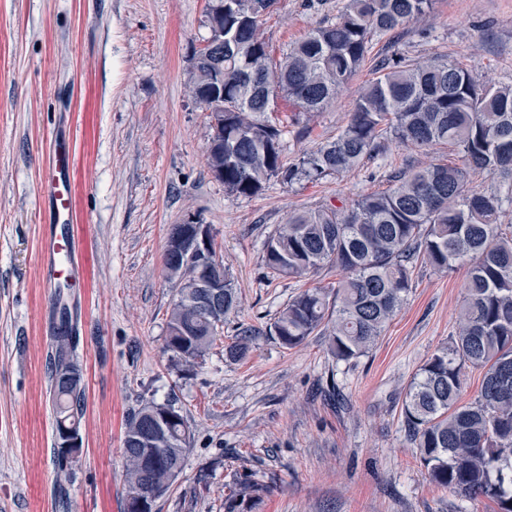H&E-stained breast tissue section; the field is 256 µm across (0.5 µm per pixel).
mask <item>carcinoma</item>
<instances>
[{"label":"carcinoma","mask_w":512,"mask_h":512,"mask_svg":"<svg viewBox=\"0 0 512 512\" xmlns=\"http://www.w3.org/2000/svg\"><path fill=\"white\" fill-rule=\"evenodd\" d=\"M208 0L207 24L224 27V42L192 56L190 91L216 121L207 150L210 171L224 168L225 191L252 197L276 179L317 181L346 172L379 153L391 136L418 148H448L458 162H438L396 176L382 192L362 195L351 208L321 206L292 213L265 241V266L288 277L330 265L345 272L332 288L308 289L280 310L271 335L284 348L312 335L329 337L336 360L368 354L401 309L421 259L446 272L469 265L455 336L411 381L402 414L408 437L429 479L466 500L488 498L512 512V225L498 223L500 192L465 194L468 177L487 173L512 192V83L482 84L459 62L381 61L363 86L346 126L315 149L288 161L284 131L272 123L275 99L302 115L322 112L365 65L374 37L395 33L429 15L436 0H345L336 21L312 29L271 62L260 27L276 0ZM224 63V86L201 75ZM224 276V315L238 306L230 273ZM167 325L166 345L193 366L205 358L224 320L213 322L193 303L196 267L183 262ZM51 371L55 427L81 425L85 396L74 357L76 337L55 332ZM70 373L63 381L60 371ZM482 371L477 396L461 402L466 373ZM168 409L167 437L153 453L137 439L153 429V414ZM190 437L175 404L149 401L128 416L122 440L128 494L161 497L181 473ZM263 491L241 486L224 512Z\"/></svg>","instance_id":"1"}]
</instances>
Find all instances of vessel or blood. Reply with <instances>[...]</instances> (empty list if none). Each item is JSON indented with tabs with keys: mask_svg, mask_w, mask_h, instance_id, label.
Segmentation results:
<instances>
[{
	"mask_svg": "<svg viewBox=\"0 0 512 512\" xmlns=\"http://www.w3.org/2000/svg\"><path fill=\"white\" fill-rule=\"evenodd\" d=\"M84 188L70 133L53 131L37 186L44 216L37 264L50 298L42 317L54 324L65 316L73 324H80L77 291L85 287L92 274L93 250L87 237L78 231V201Z\"/></svg>",
	"mask_w": 512,
	"mask_h": 512,
	"instance_id": "vessel-or-blood-1",
	"label": "vessel or blood"
}]
</instances>
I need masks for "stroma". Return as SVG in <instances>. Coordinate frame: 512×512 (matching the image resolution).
Returning <instances> with one entry per match:
<instances>
[{
    "label": "stroma",
    "instance_id": "1",
    "mask_svg": "<svg viewBox=\"0 0 512 512\" xmlns=\"http://www.w3.org/2000/svg\"><path fill=\"white\" fill-rule=\"evenodd\" d=\"M343 3L278 0L262 24L272 56L334 21ZM208 35L206 0H0V512H122L126 419L168 399L191 438L154 512H224L225 496L246 480L267 491L243 512H498L429 480L402 415L415 374L455 334L467 265L444 273L418 262L406 302L357 362L333 358L319 335L286 349L269 334L290 299L343 273L271 275L267 237L289 213L351 207L434 153L390 138L342 175L274 182L249 198L228 193L207 167L209 120L188 91L193 50ZM371 55L448 59L478 80H511L512 0H437L424 20L375 37ZM370 77L362 69L308 120L279 102L288 157L336 136ZM62 121L96 243L76 349L82 447L64 467L53 451L54 338L40 319L49 296L36 262V187L47 136ZM190 218L210 225L239 304L188 369L166 349L176 288L163 252L170 226ZM241 324L258 333L233 360L225 348Z\"/></svg>",
    "mask_w": 512,
    "mask_h": 512
}]
</instances>
